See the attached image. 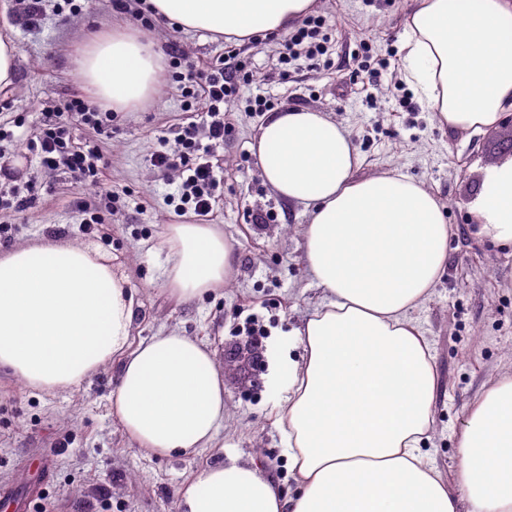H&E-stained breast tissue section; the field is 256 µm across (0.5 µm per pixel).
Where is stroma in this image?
Returning a JSON list of instances; mask_svg holds the SVG:
<instances>
[{
    "label": "stroma",
    "mask_w": 512,
    "mask_h": 512,
    "mask_svg": "<svg viewBox=\"0 0 512 512\" xmlns=\"http://www.w3.org/2000/svg\"><path fill=\"white\" fill-rule=\"evenodd\" d=\"M57 0H43L40 26L25 27L22 0H12L7 22L19 49L18 81L0 95V158L20 156L22 173L0 181V195L28 193L18 210H0L1 247L44 240L72 241L105 254L128 279L135 301L132 342L178 331L215 347L245 342L255 328L259 357L270 339L299 326L319 303L322 291L304 262L302 230L307 216L285 204L264 181L253 145L265 114L246 109L262 95L276 111L311 109L344 124L360 153V176L383 172L408 175L442 205L453 228L448 266L428 300L411 316L426 337L438 382L430 439L424 449L449 490L457 488V438L465 406L495 380L512 377V243L497 241L476 210L486 174L505 161L512 123L480 132L449 133L433 112L404 87L409 105L393 92L402 84L405 21L413 0H318L317 12L332 27L331 67L306 60L282 64L285 38L240 44L249 79L224 106L226 132L207 146L208 160L223 179L213 223L236 249L234 272L224 288L185 304L162 290L167 262L157 247L167 224L195 222L177 215L168 196L176 170L151 163L155 151H174L185 118L203 123L204 113H186L181 88L165 76L163 89L134 112H120L100 127L72 123L75 144L96 146L104 188L117 199L106 203L68 169H45L30 151L51 112L72 94H86L76 48L94 31H111L121 14L113 0H76L77 12L59 16ZM163 50L183 54L186 64L218 62L223 40L204 32L176 31L160 21L149 27ZM369 65L358 69L357 61ZM389 60L380 68V60ZM276 221L263 222L266 212ZM102 221L88 223L89 213ZM116 366L67 390L36 391L0 375V512H180L178 491L198 469L226 458V445L241 459L260 462L284 491H295L274 403L266 391L268 367L249 375L224 369V447L194 457H155L140 451L110 410Z\"/></svg>",
    "instance_id": "stroma-1"
}]
</instances>
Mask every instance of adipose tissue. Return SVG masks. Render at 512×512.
Instances as JSON below:
<instances>
[{
  "instance_id": "obj_1",
  "label": "adipose tissue",
  "mask_w": 512,
  "mask_h": 512,
  "mask_svg": "<svg viewBox=\"0 0 512 512\" xmlns=\"http://www.w3.org/2000/svg\"><path fill=\"white\" fill-rule=\"evenodd\" d=\"M316 0H148L180 31L250 40L285 33ZM402 74L450 131L482 132L512 112V0H415ZM162 48L121 21L77 66L98 104L133 112L158 94ZM256 156L264 181L308 217L306 271L325 298L269 348L274 424L297 486L285 495L236 455L198 470L182 512H512V378L469 403L457 440L458 493L422 451L437 374L410 313L441 279L451 235L436 198L406 175L358 176L346 126L324 112L273 113ZM477 211L512 243V159L486 177ZM162 286L191 302L223 288L234 246L216 224H168ZM135 303L105 255L67 242L0 250V373L32 389L81 384L119 364L111 409L137 448L192 456L224 424V373L210 343L176 331L132 343ZM302 346V357L292 355Z\"/></svg>"
}]
</instances>
